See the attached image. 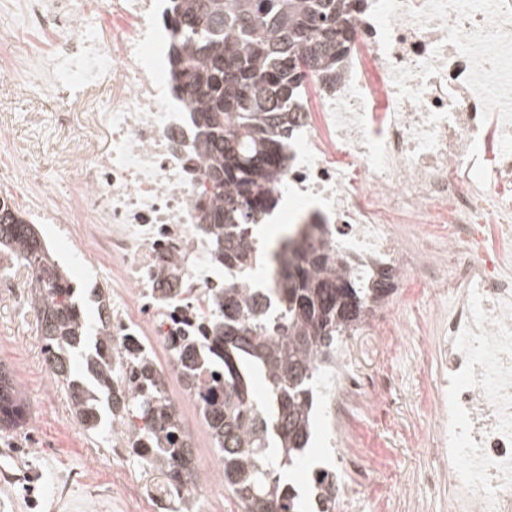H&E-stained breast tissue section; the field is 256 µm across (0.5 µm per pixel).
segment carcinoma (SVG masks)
I'll list each match as a JSON object with an SVG mask.
<instances>
[{
	"label": "carcinoma",
	"mask_w": 512,
	"mask_h": 512,
	"mask_svg": "<svg viewBox=\"0 0 512 512\" xmlns=\"http://www.w3.org/2000/svg\"><path fill=\"white\" fill-rule=\"evenodd\" d=\"M366 0H171L178 34L169 54L171 82L187 92L206 183L198 198L199 230L234 283L203 322L202 336L172 337L184 362L183 382L202 400L204 424L223 463L220 478L242 512H306L280 472L304 455L314 425L321 372L336 358L343 336L358 329L392 290L395 274L381 268L368 280L345 271L353 263L315 235L285 236L272 251L269 287L253 275L266 255L251 229L278 199L286 148L305 82L336 83L337 65L351 49L354 9ZM31 272L29 297L37 316L44 361L53 384L67 393L72 415L88 432L110 421L138 427L152 448H130L161 489L188 503V486L201 477L191 436L152 371L126 387L112 386V370L94 356L103 397L73 376L71 353L88 339L82 310L63 269L52 260L34 224L0 202V253ZM266 383L267 401L252 394L251 371ZM23 416L9 373L0 370V429ZM317 512H334L338 481L320 472L312 481Z\"/></svg>",
	"instance_id": "cac0c4a2"
}]
</instances>
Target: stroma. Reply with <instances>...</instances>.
Wrapping results in <instances>:
<instances>
[{
    "label": "stroma",
    "mask_w": 512,
    "mask_h": 512,
    "mask_svg": "<svg viewBox=\"0 0 512 512\" xmlns=\"http://www.w3.org/2000/svg\"><path fill=\"white\" fill-rule=\"evenodd\" d=\"M61 110L54 93L36 85L19 90L0 73V132L7 135L0 144V197H11L20 209H28L36 190L43 205L65 203L78 176L74 156L83 115L70 113L61 126ZM12 166L34 173L35 183L13 180ZM438 299L424 277L397 281L384 306L398 312L399 322L363 326L344 337L339 350L351 371L386 389L390 400L380 408L366 397L354 400L340 450L331 447V422L317 408L306 460L290 473L300 492L309 493L311 471L319 465L335 469L340 484L354 485L336 458L366 456L373 463L369 484L338 497L335 512H448L447 482L421 478L442 467L422 443L437 395L439 365L429 340ZM0 367L12 375L27 413L21 426L0 431V512H136L150 475L131 458L113 463L111 435L88 434L73 417L44 364L33 312L8 289L0 291Z\"/></svg>",
    "instance_id": "35a3bbf8"
}]
</instances>
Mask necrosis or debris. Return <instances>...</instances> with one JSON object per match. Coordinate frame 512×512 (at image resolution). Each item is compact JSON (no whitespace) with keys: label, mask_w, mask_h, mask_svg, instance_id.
<instances>
[{"label":"necrosis or debris","mask_w":512,"mask_h":512,"mask_svg":"<svg viewBox=\"0 0 512 512\" xmlns=\"http://www.w3.org/2000/svg\"><path fill=\"white\" fill-rule=\"evenodd\" d=\"M166 7L112 0V36L100 39L85 35L71 0H0V66L22 89L64 79L87 91L111 76L108 111L64 104L107 132V148L83 157L65 204L36 211L79 223L56 248L94 252L108 271L113 374L136 372L143 354L170 387L182 382L170 339L214 309L224 269L198 228L206 163L188 98L171 89ZM20 27L49 36V48L15 42ZM300 115L274 185L286 222L327 225V245L365 272L415 271L447 292L427 443L448 461L454 512H512V0H370L335 85L306 84ZM398 224H444L448 237L405 252ZM323 379L338 432L346 396L374 389L340 365Z\"/></svg>","instance_id":"4bbe7bcc"}]
</instances>
